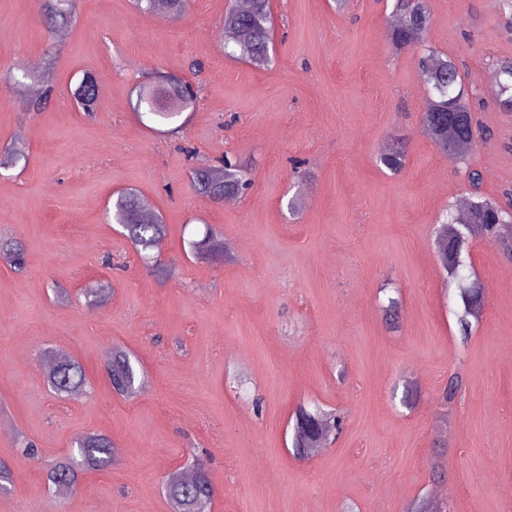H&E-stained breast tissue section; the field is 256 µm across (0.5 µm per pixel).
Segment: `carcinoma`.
<instances>
[{
	"instance_id": "carcinoma-1",
	"label": "carcinoma",
	"mask_w": 512,
	"mask_h": 512,
	"mask_svg": "<svg viewBox=\"0 0 512 512\" xmlns=\"http://www.w3.org/2000/svg\"><path fill=\"white\" fill-rule=\"evenodd\" d=\"M272 0H249L245 9L231 3L224 13L220 38L224 41L225 54L242 60L258 69H269L274 60L275 25ZM75 0H42L41 21L49 34L57 37L69 30L74 21ZM391 17L393 25L388 36L398 51L422 49L418 58V72L427 86L429 99L421 113V123L427 128L434 146L439 152L467 163L473 148V135L477 123L474 113L466 102L468 93L455 59L443 56L427 46V35L433 17L427 0H393ZM57 44L47 48V65L40 71L23 70L17 76L5 74L3 83L22 94L36 84L41 92L35 98L25 100V110L40 112L49 106L55 89L54 63ZM500 83L497 97L500 104H512V61L497 62ZM74 97L85 112H94L99 103V91L93 76L86 74L74 90ZM199 89L191 83L169 75H158L155 82L139 87L132 111L139 121L149 119L157 124H178L183 113L194 110L199 102ZM407 156V140L399 136L381 149L377 162L391 172L401 170ZM27 161L24 149L17 146L0 151V169H13ZM195 190L213 200L226 197H242L252 186L246 167L240 159L224 156L214 164L193 172ZM150 203L140 191H120L112 199V219L123 229V235L143 259L158 257L166 237V225L160 216L145 219ZM512 224V212L496 202L473 196L467 208L449 209L439 222L437 233L444 234L443 251L438 256L440 264L450 277L460 280L461 271L469 266V245L465 242V225L476 226L485 240L496 245L502 254L512 259V235L503 232L504 222ZM219 240L211 232L199 241H192V253L200 255L215 250ZM0 256L11 265L23 267L26 254L18 242L0 240ZM462 312L458 315L459 334L470 335L472 321L478 319L485 305V292L479 285L459 288ZM106 376L112 389L123 397H132L142 389V367L138 359L116 345L106 352ZM48 386L59 397H79L87 394L86 376L81 364L74 358L57 354L45 365ZM463 387L458 373L448 377L441 394L443 405L453 403ZM304 418L301 434L292 435V450L297 458H305L316 449L324 447L331 435L340 429L342 417L333 411L309 412L299 409L296 418ZM114 460L113 445L102 434L86 433L78 436L70 456L50 464L47 472L49 488L64 495L76 489L78 476L85 469L103 470ZM165 496L173 512H211L214 488L208 472L195 463L186 464L170 472L164 481Z\"/></svg>"
}]
</instances>
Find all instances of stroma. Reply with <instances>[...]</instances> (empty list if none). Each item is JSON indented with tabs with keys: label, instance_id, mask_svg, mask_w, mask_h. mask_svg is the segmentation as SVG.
I'll return each instance as SVG.
<instances>
[{
	"label": "stroma",
	"instance_id": "obj_1",
	"mask_svg": "<svg viewBox=\"0 0 512 512\" xmlns=\"http://www.w3.org/2000/svg\"><path fill=\"white\" fill-rule=\"evenodd\" d=\"M227 4L191 0L160 24L131 0H76L50 105L24 111L0 83V148L28 155L0 177V238L27 254L22 271L0 261V458L14 471L0 512H171L162 480L192 453L211 476L212 512H403L439 487L450 512H512V261L476 242L469 272L485 307L461 338L458 290L433 233L439 214L473 191L498 200L512 191V112L486 79L492 61L512 59L499 0H428L430 44L483 88L473 111L494 132L467 165L422 133L428 90L415 52L389 39L385 0L342 10L274 0L283 39L266 70L225 55ZM41 5L0 0V75L43 62ZM159 71L200 88L182 132L150 130L131 110L132 89ZM86 72L100 89L91 114L72 95ZM397 134L409 148L392 174L376 156ZM227 153L253 179L230 207L189 177L193 163ZM296 160L305 178H295ZM471 167L482 174L476 189ZM126 188L167 226L157 267L106 218ZM208 226L222 248L194 258L188 243ZM100 283L111 294L87 305L84 289ZM55 285L69 300L54 298ZM391 288L401 301L394 327L382 310ZM114 345L144 366L135 397L106 380ZM49 351L81 363L89 395L49 392ZM455 372L462 391L445 408ZM301 405L343 416L336 440L305 461L288 451ZM87 432L106 435L119 456L72 493L48 492L49 461ZM23 437L37 457L21 456Z\"/></svg>",
	"mask_w": 512,
	"mask_h": 512
}]
</instances>
